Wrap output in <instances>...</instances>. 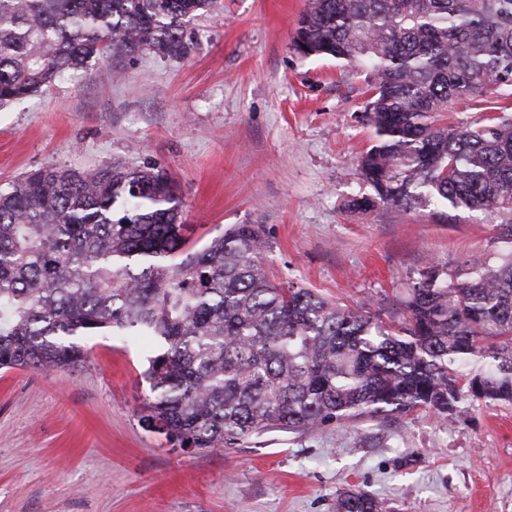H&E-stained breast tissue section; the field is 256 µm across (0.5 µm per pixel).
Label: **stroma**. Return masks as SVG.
<instances>
[{
	"mask_svg": "<svg viewBox=\"0 0 512 512\" xmlns=\"http://www.w3.org/2000/svg\"><path fill=\"white\" fill-rule=\"evenodd\" d=\"M305 5L217 0L190 24L185 58L95 62L0 108V186L50 165L152 164L177 183L193 249L258 224L275 281L395 312L410 275L486 252L492 225L349 209L371 192L366 74L292 49ZM85 346L75 369L0 370V512H335L351 488L381 512H512V406L270 430L194 453L140 421L147 348L113 332Z\"/></svg>",
	"mask_w": 512,
	"mask_h": 512,
	"instance_id": "1",
	"label": "stroma"
}]
</instances>
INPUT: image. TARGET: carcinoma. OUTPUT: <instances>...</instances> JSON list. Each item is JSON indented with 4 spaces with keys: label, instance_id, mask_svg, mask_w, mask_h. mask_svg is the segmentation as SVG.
<instances>
[{
    "label": "carcinoma",
    "instance_id": "1",
    "mask_svg": "<svg viewBox=\"0 0 512 512\" xmlns=\"http://www.w3.org/2000/svg\"><path fill=\"white\" fill-rule=\"evenodd\" d=\"M216 0H0V107L148 51L188 56ZM367 72L357 120L372 193L349 207L493 220L492 249L409 278L402 321L276 283L258 224L185 249L166 171L51 165L0 188V369H72L71 338L117 332L153 348L142 420L182 449L237 445L424 409L512 403V116L441 113L512 88V0H307L291 41ZM336 512H379L349 489Z\"/></svg>",
    "mask_w": 512,
    "mask_h": 512
}]
</instances>
